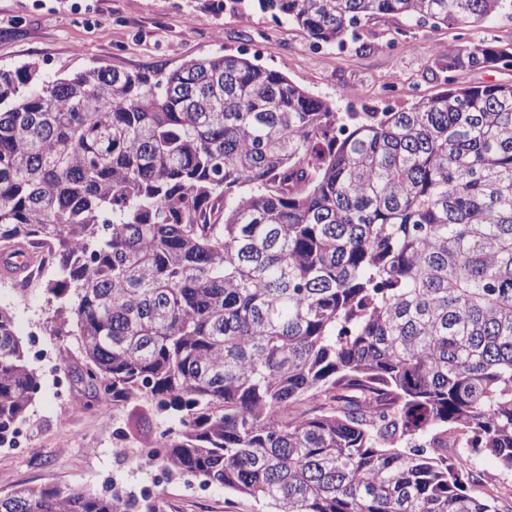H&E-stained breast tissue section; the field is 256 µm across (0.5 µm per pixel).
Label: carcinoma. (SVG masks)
<instances>
[{"label":"carcinoma","instance_id":"obj_1","mask_svg":"<svg viewBox=\"0 0 512 512\" xmlns=\"http://www.w3.org/2000/svg\"><path fill=\"white\" fill-rule=\"evenodd\" d=\"M317 46L371 21L468 30L512 0H259ZM447 89L342 122L240 54L169 71L0 68V250L53 252L73 381L172 426L180 479L273 512H501L448 459L512 473V41L437 54ZM38 389L0 305V444ZM20 488L0 512H134ZM458 83L464 85H486L510 80L512 72L502 69L478 68L453 74Z\"/></svg>","mask_w":512,"mask_h":512}]
</instances>
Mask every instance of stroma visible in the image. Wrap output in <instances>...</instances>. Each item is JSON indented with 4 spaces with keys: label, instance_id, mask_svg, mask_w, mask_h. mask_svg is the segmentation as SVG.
<instances>
[{
    "label": "stroma",
    "instance_id": "35a3bbf8",
    "mask_svg": "<svg viewBox=\"0 0 512 512\" xmlns=\"http://www.w3.org/2000/svg\"><path fill=\"white\" fill-rule=\"evenodd\" d=\"M512 39V22L458 33L444 26L391 19L363 26L344 45L316 46L287 20L261 11L256 0H0V67L35 60L43 77H66L92 65L124 71L179 67L215 54L257 58L297 86L331 101L343 115L406 110L445 88L433 51L457 40ZM0 305L9 307L20 337L37 332L53 351L35 363L40 388L25 428L28 442L0 446V493L21 487H106L160 496L166 512H264L262 503L220 486H190L150 465L168 422L138 399L71 414L69 403L88 401L79 384L58 389L79 365L73 336L50 332L53 309L42 287L17 296L11 274L0 270ZM457 465L481 473L472 494L512 506V474L466 449L452 451Z\"/></svg>",
    "mask_w": 512,
    "mask_h": 512
}]
</instances>
